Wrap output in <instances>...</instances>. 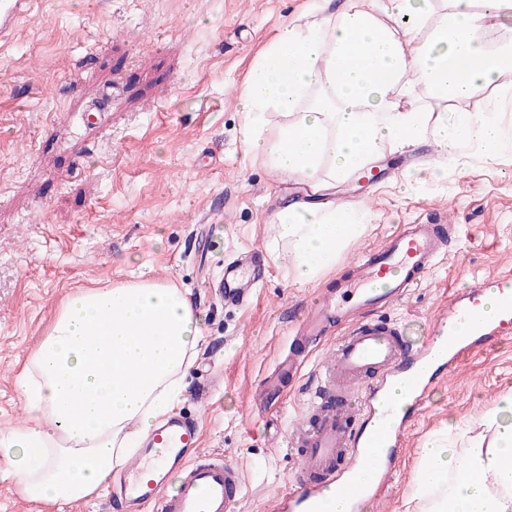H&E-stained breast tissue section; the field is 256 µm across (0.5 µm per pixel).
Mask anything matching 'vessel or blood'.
I'll use <instances>...</instances> for the list:
<instances>
[{
  "label": "vessel or blood",
  "mask_w": 512,
  "mask_h": 512,
  "mask_svg": "<svg viewBox=\"0 0 512 512\" xmlns=\"http://www.w3.org/2000/svg\"><path fill=\"white\" fill-rule=\"evenodd\" d=\"M34 0H0V34L11 32L31 9ZM443 218L430 213L405 225L374 248L362 253L348 277L329 290L298 323L302 338L318 335L331 322L346 327L323 364L324 392L334 402L314 403L297 426L292 445L297 450L296 492L278 501V512H313L328 487L347 494L351 512H365L374 494L357 480L361 467H377L388 478L404 436L396 407L383 401V393L400 378L412 383L409 402H420L442 367V347L456 349L459 332L470 318L472 299L485 289L505 292L512 308V275L480 278L469 286V300L449 302L436 320L431 336L412 346L388 322L371 318V310L403 300L424 275L446 255L448 241L441 229ZM262 276L252 256L238 255L224 266V299L246 300ZM179 472L177 490L164 494L171 472ZM240 467L221 455L203 453L197 423L178 412L171 414L146 438L142 448L126 460L109 495L122 512H236L244 496Z\"/></svg>",
  "instance_id": "1"
}]
</instances>
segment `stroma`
<instances>
[{"mask_svg":"<svg viewBox=\"0 0 512 512\" xmlns=\"http://www.w3.org/2000/svg\"><path fill=\"white\" fill-rule=\"evenodd\" d=\"M318 2L37 0L0 37L1 435L23 417L15 375L71 289L170 281L205 314L181 407L199 412L203 449L241 467L239 512H274L295 477L291 431L343 332L334 323L298 342L294 327L358 253L431 209L452 216L449 257L383 313L415 341L471 279L512 269V149L491 165L464 151L447 181L401 188L405 171L434 159L426 142L379 161L377 182L337 181L330 197L365 202L367 230L320 283L286 277L287 254L270 247L276 213L304 188L246 153L233 92L275 29L305 24ZM251 247L270 274L248 304H225L224 263ZM290 351L300 372L255 410L256 390ZM511 389L512 335L467 350L410 419L378 485L381 512H404L431 434L451 420L476 424Z\"/></svg>","mask_w":512,"mask_h":512,"instance_id":"35a3bbf8","label":"stroma"}]
</instances>
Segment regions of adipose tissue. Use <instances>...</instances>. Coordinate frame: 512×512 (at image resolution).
<instances>
[{
  "mask_svg": "<svg viewBox=\"0 0 512 512\" xmlns=\"http://www.w3.org/2000/svg\"><path fill=\"white\" fill-rule=\"evenodd\" d=\"M512 16V0H381L282 25L239 85L248 154L313 189L384 154L432 141L429 180L447 175L464 146L492 163L506 145L496 112H452L485 89L512 98V53L488 51L478 32ZM436 104L414 108L416 91ZM369 218L360 203H292L277 235L298 284L317 283ZM203 314L168 281L78 288L16 374L24 419L0 439L21 496L66 505L98 495L185 394L202 343ZM459 443L427 439L405 512H512V393Z\"/></svg>",
  "mask_w": 512,
  "mask_h": 512,
  "instance_id": "adipose-tissue-1",
  "label": "adipose tissue"
}]
</instances>
